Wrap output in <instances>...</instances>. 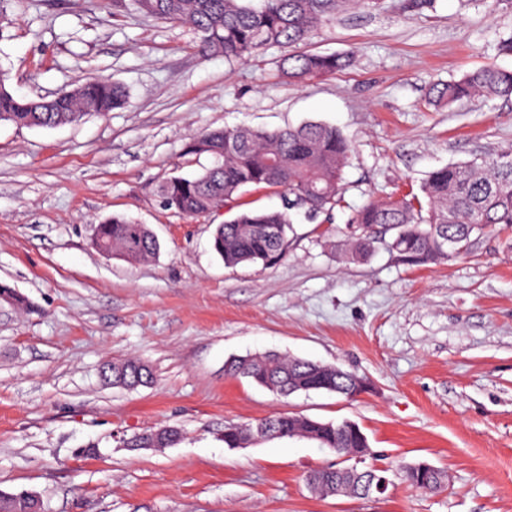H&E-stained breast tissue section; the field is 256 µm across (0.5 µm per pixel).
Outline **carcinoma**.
Returning <instances> with one entry per match:
<instances>
[{
    "mask_svg": "<svg viewBox=\"0 0 512 512\" xmlns=\"http://www.w3.org/2000/svg\"><path fill=\"white\" fill-rule=\"evenodd\" d=\"M132 5L163 23L189 26L197 35L199 53L221 54L228 61H245L267 46H298L345 12L373 0H131ZM288 74L296 79L330 76L351 64L347 54L296 51L287 58ZM0 73V122L21 127L52 128L73 124L95 114L105 116L122 108L128 91L119 82L86 76L51 99H29L6 86ZM476 96L512 97V70L483 67L434 89L433 101L452 105ZM186 153L208 154L210 167L191 177H171L159 185L164 205L189 218L206 215L220 202L234 215L217 225L213 249L226 266L273 263L288 248V231L294 218H323L329 223L342 202L344 170L351 145L332 125L308 122L276 130L236 127L214 129L190 137ZM250 190H273L283 197L280 209L243 210L239 199ZM398 198L370 202L349 221L347 232L354 254L372 251L376 234L395 231L390 250L415 262L446 260L468 251L471 236L497 225L512 224V152L476 155L464 163H451L431 171L419 187ZM98 244L129 264L152 259L159 243L151 229L122 215L95 226ZM451 239L450 251L438 246ZM232 376L251 379L280 396L310 391L342 392L346 378L324 365L275 354H254L233 359L224 366ZM112 384L134 389L154 383L151 369L128 359L104 366ZM181 432L161 426L126 439V447L167 448ZM267 439L303 437L322 448L357 450L369 447L367 437L352 422H322L280 414L256 424L224 427V445L241 448L254 436ZM418 489L428 484L441 489L446 476L436 470L423 477L403 471ZM314 490L358 496L340 472L312 475ZM0 512H41L38 497L28 491L0 492Z\"/></svg>",
    "mask_w": 512,
    "mask_h": 512,
    "instance_id": "carcinoma-1",
    "label": "carcinoma"
}]
</instances>
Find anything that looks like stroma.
I'll return each instance as SVG.
<instances>
[{
  "mask_svg": "<svg viewBox=\"0 0 512 512\" xmlns=\"http://www.w3.org/2000/svg\"><path fill=\"white\" fill-rule=\"evenodd\" d=\"M380 0L314 33L312 53L352 64L296 81L291 49L245 62L201 57L190 28L130 0H5L0 71L9 87L52 97L82 76L123 84L126 108L56 128L0 124V281L30 304H0V490L26 489L43 512H512V229L473 234L467 255L412 263L384 245L349 259L355 209L419 187L432 170L512 149V97L430 105L436 83L486 65L512 69L501 43L512 5ZM336 126L351 142L346 192L330 224H295L268 265L225 266L220 215L166 209L157 187L209 166L186 154L217 128ZM119 214L161 250L131 265L91 245ZM291 355L355 372L365 391L279 397L224 364ZM135 357L151 386L101 376ZM287 413L356 423L384 492L321 497L305 477L334 466L306 438L224 445L228 424ZM163 425L180 441L126 448ZM447 475L424 492L404 466Z\"/></svg>",
  "mask_w": 512,
  "mask_h": 512,
  "instance_id": "1",
  "label": "stroma"
}]
</instances>
